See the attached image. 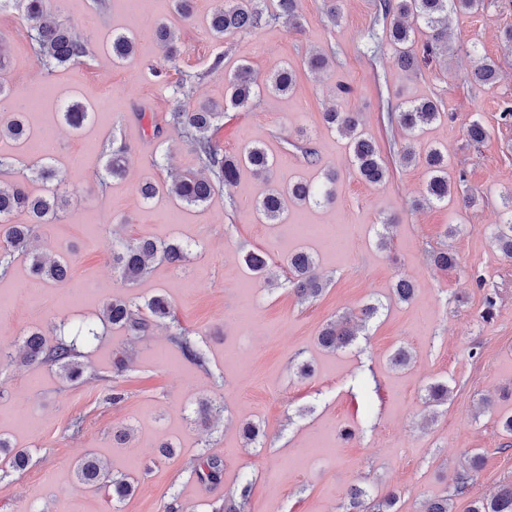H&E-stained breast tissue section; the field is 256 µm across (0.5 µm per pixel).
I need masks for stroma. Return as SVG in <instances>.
<instances>
[{"mask_svg": "<svg viewBox=\"0 0 512 512\" xmlns=\"http://www.w3.org/2000/svg\"><path fill=\"white\" fill-rule=\"evenodd\" d=\"M269 15L261 28L217 42L206 34L215 0H193V14L173 12L172 0H143L137 17L124 13L123 0H55L59 17L89 43L81 64L49 73L34 56L27 26L12 8L0 10V37L9 61L0 72L9 95L0 114L24 113L33 133L48 127L58 135L51 152L57 185L71 194L61 222L44 225L39 245L64 255L67 281L34 279L26 260L15 256L0 277V347L17 349L29 332L41 331L54 343L51 327L60 322H93L103 303L115 296L144 303L166 295L175 321L151 327L139 340L108 326L82 346L88 379L62 380L49 366L0 369V437L27 451L30 461L13 471L0 456V512H162L177 502L182 512H213L242 482L251 481L249 512H343L346 491L360 483L370 498L397 489L399 512H420L427 498L452 491L455 472L467 454L479 450L482 462L470 494L456 497L455 512H468L474 496L512 482V448L497 430L501 414L512 412V261L497 250L491 232L500 224L512 196V0H488L477 13L449 12L452 54L436 56L415 71L400 69L386 37L378 0H342L331 18L323 0H299L297 21L277 17V0H253ZM172 23L182 47L166 56L152 35L157 20ZM137 33L135 55L113 63L106 41L113 32ZM478 55H471V46ZM327 56L324 74H309L310 53ZM224 67L212 70L215 56ZM491 59L502 75L486 88L471 73L477 57ZM247 64L259 76L288 67L297 74L292 93H261L245 110H228L213 142L233 155L260 146L274 161L275 183L323 182L335 172L336 201L330 206L289 204L281 223L267 222L255 203L265 189L250 168H240L234 185L220 188L202 206L175 205L164 194L143 201L146 180L163 181L169 170H198L192 148L164 126L175 107H193L224 98V79ZM192 83L178 87L180 75ZM42 83L51 99L42 110L26 109L29 88ZM350 86L337 95V85ZM431 99L440 117L416 134L401 129L389 114L411 101ZM79 101L92 119L71 132L60 121L64 106ZM359 113L361 130L378 147L388 180L372 185L354 171L348 141L323 121L326 110ZM487 135L468 136L472 122ZM164 133L154 137V126ZM118 138L131 151L123 178L101 189L104 145ZM448 156L452 194L446 203L414 208L425 191L423 166H402L404 147ZM316 149L319 162L307 164L301 150ZM11 156L0 180L20 181L33 193L43 185L29 165L40 157L11 141L0 142ZM474 205H465L467 196ZM393 228H384L387 219ZM337 225L344 244L337 249L295 235L299 223ZM387 241H380V234ZM150 237L191 242L185 270L154 263L150 273L127 287L112 271L105 249L115 239ZM453 249L457 268L443 271L429 253ZM268 255L277 276L267 285L243 256ZM305 250L316 259L326 282L314 301L302 302L290 290L286 260ZM417 288L411 301L392 292L398 277ZM496 300L491 320L481 318L486 295ZM368 303L380 310L354 345L331 352L317 343L330 320ZM249 314V323L240 315ZM185 329L203 349L206 368L184 359L169 341ZM410 355L397 367V349ZM129 350L124 377L112 376L116 352ZM311 361L316 374L303 381L295 365ZM447 383V404L427 407L424 390ZM127 392L117 406L106 403L112 386ZM212 400L220 416L193 424L199 398ZM33 415L31 429L17 428ZM253 422L264 432L257 446L246 445L240 427ZM360 430L357 441L338 442L340 430ZM128 430L120 443L115 431ZM331 441L330 451L309 448L312 435ZM171 442L173 458L159 457L160 442ZM106 459L113 471L130 475L137 490L120 507L103 491L79 484L72 475L86 453ZM219 457L218 484L197 482L193 469L204 456ZM51 480H42V473Z\"/></svg>", "mask_w": 512, "mask_h": 512, "instance_id": "1", "label": "stroma"}]
</instances>
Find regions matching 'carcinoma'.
<instances>
[{
	"label": "carcinoma",
	"mask_w": 512,
	"mask_h": 512,
	"mask_svg": "<svg viewBox=\"0 0 512 512\" xmlns=\"http://www.w3.org/2000/svg\"><path fill=\"white\" fill-rule=\"evenodd\" d=\"M54 0H0V9L10 6L29 24L33 49L47 72L75 65L89 54L84 40L73 35L70 24L54 16ZM486 0H379L384 18L389 20L386 36L398 48L397 62L406 71L415 70L420 62L438 52L449 50L448 9L461 12H476L485 8ZM411 17L428 30V40L423 44L422 52L412 49L415 42L413 28L403 23ZM263 16L250 0H218L208 23V31L215 39L238 33H247L262 25ZM154 35L166 53L177 52V31L169 23L161 21L154 26ZM136 37L130 30L112 34L109 43L113 61L124 62L134 57ZM502 79L497 66L481 59L472 71L473 82L481 87L491 86ZM296 84L293 70L282 68L264 79L247 65L238 67L225 78L224 101H207L193 108L179 107L169 113L166 124L187 140L197 154L199 166L205 176L182 174L171 177L158 184L145 182L139 187V194L145 201L153 199L159 192L187 205L199 206L208 202L215 190L232 183L242 166L269 179L273 169L265 150L259 146L245 148L237 156L221 153L212 142V130L224 117V107L245 108L251 104L260 90L285 94L292 91ZM440 116L439 108L432 101L411 102L403 106L397 115L399 126L413 134ZM90 118L87 105L72 102L64 107L62 119L75 131L81 130ZM323 120L348 138L358 175L365 182L382 184L388 175L375 144L358 130L359 121L352 112L331 109L323 113ZM8 138L25 143L30 139L22 113L17 112L7 120H0V139ZM105 171L116 179L125 176L128 168V148L112 140L104 150ZM404 165L422 164L429 173L423 199L428 204H442L448 201L451 184L448 181V158L442 151L434 149L425 155L416 153L407 147L401 153ZM36 179L45 184L39 195L31 194L18 182L0 181V270L9 269L12 259L17 255L25 256L33 278L45 282H61L69 278L70 267L65 258H49L34 248L42 225L53 224L60 220L61 214L70 205L68 195L48 186L54 179V170L47 163H39ZM336 194V176H326V182L313 185L303 180L288 183L285 187H273L258 200L256 209L269 222H281L292 200L300 204H328ZM504 223L494 233L497 248L506 259H512V200ZM17 213L27 215V222L15 224L12 217ZM192 246L188 242L172 240L157 242L150 239H130L112 244V268L122 280L132 285L148 273L155 261H163L174 269L181 268L189 259ZM433 266L448 270L458 266L457 255L449 250L432 251L429 254ZM245 262L268 285H273L276 274L266 255L259 251H250ZM315 261L306 251H298L288 257V283L295 293L305 299H314L323 291V285L313 275ZM414 283L400 277L396 281L393 293L401 302H408L415 295ZM145 307L148 315H142L139 309L124 298L107 300L99 314L103 325L124 329L128 336L137 339L157 323L174 320L171 302L163 295L149 299ZM56 341L49 345L43 334L32 331L24 340L20 362L25 365H49L58 369L61 377L71 384L85 382V365L80 361L77 341L80 337L95 339L99 333L95 326L82 322L75 327L64 324L56 327ZM356 334L348 320L337 318L327 323L318 334V342L325 349L336 351L353 345ZM170 342L177 347L189 361L203 366L206 359L199 345L189 334L180 329L170 335ZM448 384L437 382L426 388L425 403L438 407L448 403ZM482 456L474 454L469 467L457 473L454 480L453 495H439L427 499L421 512H452V496L468 493L472 473L480 465ZM222 462L219 458L208 456L202 459L194 469L201 483L216 482L220 478ZM73 476L89 489H103L112 501L122 503L131 498L137 489L134 481L125 474L115 475L108 463L95 454H88L78 461L72 470ZM251 493L250 482L240 485L235 491L224 495V505L214 512H248ZM348 512H397L395 505L399 496L391 490L378 502L367 499V492L354 484L348 492ZM469 512H512V482L500 485L489 494L475 497L471 501Z\"/></svg>",
	"instance_id": "cac0c4a2"
}]
</instances>
